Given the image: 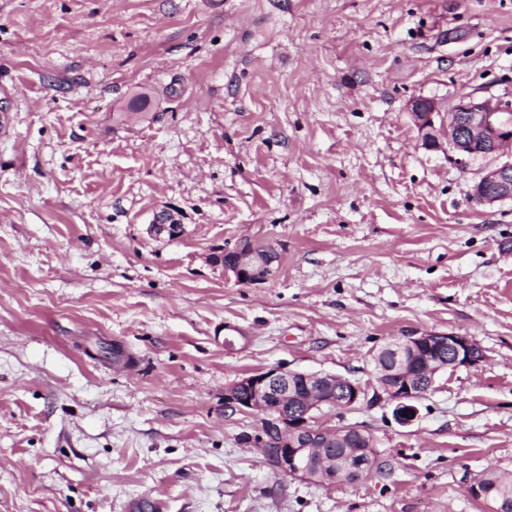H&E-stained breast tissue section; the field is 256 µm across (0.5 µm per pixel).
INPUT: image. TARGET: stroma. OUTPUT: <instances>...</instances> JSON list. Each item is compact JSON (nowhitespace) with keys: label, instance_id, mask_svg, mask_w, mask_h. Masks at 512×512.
Here are the masks:
<instances>
[{"label":"stroma","instance_id":"1","mask_svg":"<svg viewBox=\"0 0 512 512\" xmlns=\"http://www.w3.org/2000/svg\"><path fill=\"white\" fill-rule=\"evenodd\" d=\"M510 92L512 0H0V512H486L468 485L512 469V200L478 205L483 159L425 148L409 103ZM163 211L180 237L150 233ZM246 242L273 278L212 262ZM415 331L485 358L403 425L371 356ZM275 367L360 383L317 423L370 433L383 470L269 466L224 388ZM261 253L254 245L244 244L234 250L235 255L231 260L225 261L224 255H216L213 256V262L224 267V275L228 280L234 279L240 285H251L269 279L274 272L273 264L277 261L275 249L266 246L265 252Z\"/></svg>","mask_w":512,"mask_h":512}]
</instances>
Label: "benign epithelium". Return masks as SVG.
Instances as JSON below:
<instances>
[{"instance_id":"7a95c632","label":"benign epithelium","mask_w":512,"mask_h":512,"mask_svg":"<svg viewBox=\"0 0 512 512\" xmlns=\"http://www.w3.org/2000/svg\"><path fill=\"white\" fill-rule=\"evenodd\" d=\"M410 110L428 149L438 147L435 118L441 115L437 103L429 98L410 101ZM448 161L464 168L481 156L485 160L479 180L473 185V199L485 206L512 200V95L495 99L461 95L448 107ZM157 234L176 238L183 225L172 214L151 225ZM276 251L268 246L261 253L253 245L234 250L226 261L216 255L213 262L224 267V275L240 285L263 282L273 275ZM392 363L377 370L379 395L394 404V416L402 424L417 417L414 401L433 388L441 373L469 367L485 359L483 349L469 336L456 332H416L387 344ZM303 382L306 395L299 396L294 381ZM365 397V390L351 379L331 373H311L282 367L243 377L224 390V406L239 412H254L262 423L251 437L267 463L285 477L325 486L354 482L365 472L364 466L341 474L326 460L328 444L359 436L365 440L361 451H372V439L353 427L325 428L314 425L315 413L328 405L351 409ZM289 405L288 415L281 413Z\"/></svg>"}]
</instances>
